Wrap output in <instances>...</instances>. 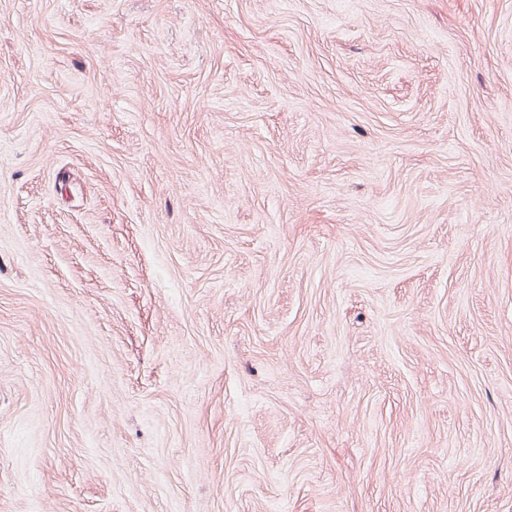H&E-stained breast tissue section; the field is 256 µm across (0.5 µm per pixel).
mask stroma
<instances>
[{"instance_id": "stroma-1", "label": "stroma", "mask_w": 512, "mask_h": 512, "mask_svg": "<svg viewBox=\"0 0 512 512\" xmlns=\"http://www.w3.org/2000/svg\"><path fill=\"white\" fill-rule=\"evenodd\" d=\"M0 512H512V0H0Z\"/></svg>"}]
</instances>
